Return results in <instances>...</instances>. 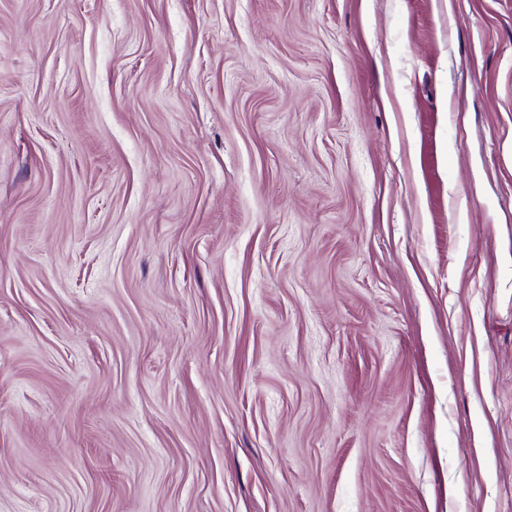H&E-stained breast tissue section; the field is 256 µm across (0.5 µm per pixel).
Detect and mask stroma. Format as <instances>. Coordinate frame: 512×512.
<instances>
[{"label":"stroma","instance_id":"stroma-1","mask_svg":"<svg viewBox=\"0 0 512 512\" xmlns=\"http://www.w3.org/2000/svg\"><path fill=\"white\" fill-rule=\"evenodd\" d=\"M0 512H512V0H0Z\"/></svg>","mask_w":512,"mask_h":512}]
</instances>
